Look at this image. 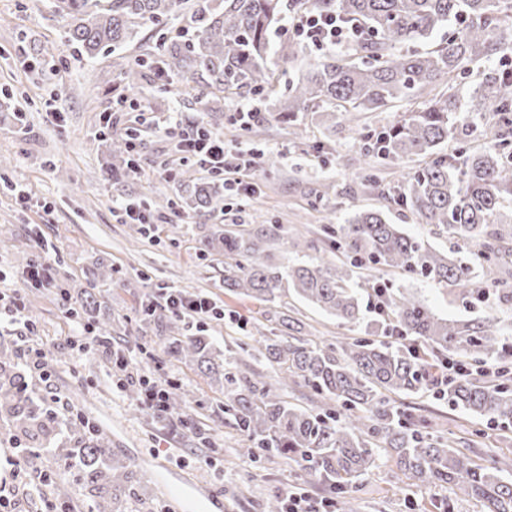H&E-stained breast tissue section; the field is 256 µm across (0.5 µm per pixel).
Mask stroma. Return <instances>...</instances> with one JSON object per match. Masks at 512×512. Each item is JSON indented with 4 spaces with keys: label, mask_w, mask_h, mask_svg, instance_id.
I'll return each instance as SVG.
<instances>
[{
    "label": "stroma",
    "mask_w": 512,
    "mask_h": 512,
    "mask_svg": "<svg viewBox=\"0 0 512 512\" xmlns=\"http://www.w3.org/2000/svg\"><path fill=\"white\" fill-rule=\"evenodd\" d=\"M157 32V27L144 25L124 48L88 62L68 44L66 24L56 15L52 0H0V90L5 93L0 99V156L8 160L0 167V291L24 287L23 267L29 257H45L74 294L86 289L90 272L108 267L111 280L95 290L94 321H111L113 348L128 349L133 357L143 347L154 351V359L144 364L145 375L175 380L195 397L187 411V428L136 409L129 391L119 390L112 380L109 356L67 345V338L80 334L82 321L69 317L52 292L25 294L34 332L24 337L16 331L0 333V350L23 357L30 344H43L48 366L42 373L28 370L27 380L44 397L56 399L55 409L65 427L51 448L37 449L20 466L8 446L13 425L0 420V512H44L47 503L60 500L52 486L65 450L72 445L69 426L76 421L106 430L116 461H129L136 451L158 457L170 477L208 485L221 497L226 512H266L267 499L293 482L291 468L279 458L245 455V442L224 412L223 381L160 353L165 324L145 323L143 303L163 288L211 297L224 308L223 318L204 326L216 350L236 361L242 374L259 372L271 379L275 373L264 357L244 352L240 345L241 322L264 321L262 305L225 290L224 257L201 255L200 240L224 229H264L266 254L272 263L285 266L295 259L294 239L307 238L317 251L328 250L325 228L339 227L361 210L381 211L406 234L428 237L426 226L387 192L394 175L416 167L417 159L384 164L381 191L366 185L358 172L360 130L393 125L420 107V100H401L386 111L355 116L337 111L320 121L303 114L294 126L272 108L243 130L231 119L243 97L229 95L215 105L196 91L180 92L174 76L168 80L170 94L161 95L155 70L149 67L135 95L139 110L116 112L122 64L138 58L154 43ZM507 63H512L508 46L469 65L457 81L463 107H470L478 84ZM49 102L62 112V120L46 114ZM18 108L26 112V124L17 123ZM111 111L116 114L115 126L140 132L141 171L132 180L122 176L110 182L101 171L106 149L100 117ZM177 121L204 124L223 133L230 150L246 147L257 153V190L250 199L242 201L225 191L223 200L204 217L185 205L189 189L205 175L193 162L175 155L167 129ZM17 180L32 191L28 207L17 204L8 189ZM131 197L162 203L163 222L154 232L120 218L119 204ZM390 280L394 287L416 293L442 318L471 319L497 311L495 304L473 305L426 281L398 273ZM276 308L298 319L306 335L331 338L352 333L349 326L291 293ZM402 403L451 440L482 430L473 460H498L505 474H512V438L503 439L500 429L430 392L403 398ZM88 492L77 483L60 501L72 512H83ZM344 497L347 512H442L445 503L451 512H481L475 501L454 500L448 488L420 491L406 486L389 461L380 462Z\"/></svg>",
    "instance_id": "35a3bbf8"
}]
</instances>
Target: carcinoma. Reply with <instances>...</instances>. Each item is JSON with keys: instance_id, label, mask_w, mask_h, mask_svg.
Masks as SVG:
<instances>
[{"instance_id": "cac0c4a2", "label": "carcinoma", "mask_w": 512, "mask_h": 512, "mask_svg": "<svg viewBox=\"0 0 512 512\" xmlns=\"http://www.w3.org/2000/svg\"><path fill=\"white\" fill-rule=\"evenodd\" d=\"M67 22V41L81 58L124 46L136 26L161 27L166 20L190 17L192 33L168 36L161 29L146 56L188 88L205 81L217 103L223 95H256L283 105L288 121L303 112H376L396 100L412 99L448 78V97L430 99L396 124L364 136L365 180L380 186L374 160L419 158L425 165L404 173L397 200L431 230L448 236V252L407 235L380 213L363 211L347 225L324 232L336 235V262L296 260L287 267L267 262L263 236L226 231L204 241L201 250L224 253V287L263 303H275L288 290L346 325L365 327L371 336L316 340L308 336L250 334L261 355L280 372L277 388L257 373L240 375L234 362H216L211 337L199 330L180 336L178 319L160 339L163 353L191 363L205 375L224 374V409L248 442L245 453L285 460L303 477L336 493L356 485L387 456L397 475L417 488L450 486L454 494L481 504L483 512H512V479L496 462L479 465L398 407L395 397L433 390L448 404L480 420L512 425V324L496 317L450 320L401 290L386 289L385 310L369 319L362 290L384 284L399 272L431 282L477 303L490 298L512 304V229L499 227L505 200L512 201V67L503 66L479 86L483 104L500 115L489 146L445 155L449 138H464V122L453 83L470 63L491 56L505 44L502 0H54ZM332 13L359 32L354 56L331 53L311 70L277 90L280 77L267 67L271 52L288 61L299 42L271 35L287 15ZM452 22L460 27L426 51L408 46L429 41ZM145 59L123 70L129 92L139 87ZM130 132L111 129L103 141L129 164ZM220 196L214 183L193 187L189 206L207 212ZM56 286L63 304L81 314L95 303L88 291L79 303L53 276L39 287ZM459 355L478 366L439 383L441 364ZM495 367L487 379L485 365ZM303 386L323 399L320 410L285 400L281 392ZM21 365L0 356V415L15 429L21 447L55 430L56 421L36 404ZM194 396L180 384L169 387L170 406ZM111 440L100 430L77 435L65 454L76 479L90 486L84 512H127L123 498L134 465L118 466Z\"/></svg>"}]
</instances>
